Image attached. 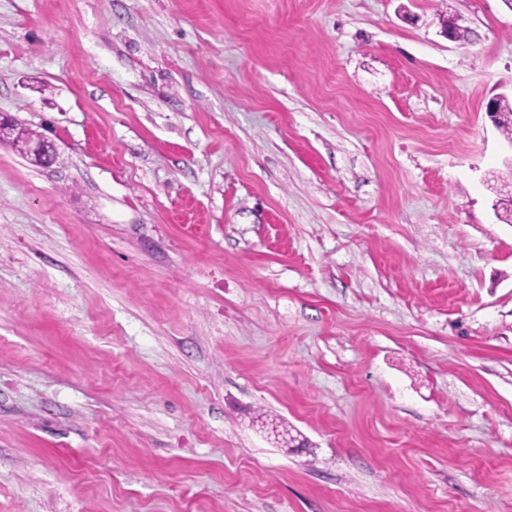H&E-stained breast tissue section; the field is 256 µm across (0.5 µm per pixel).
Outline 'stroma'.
<instances>
[{"mask_svg":"<svg viewBox=\"0 0 512 512\" xmlns=\"http://www.w3.org/2000/svg\"><path fill=\"white\" fill-rule=\"evenodd\" d=\"M502 96L507 0H0V512H512Z\"/></svg>","mask_w":512,"mask_h":512,"instance_id":"obj_1","label":"stroma"}]
</instances>
